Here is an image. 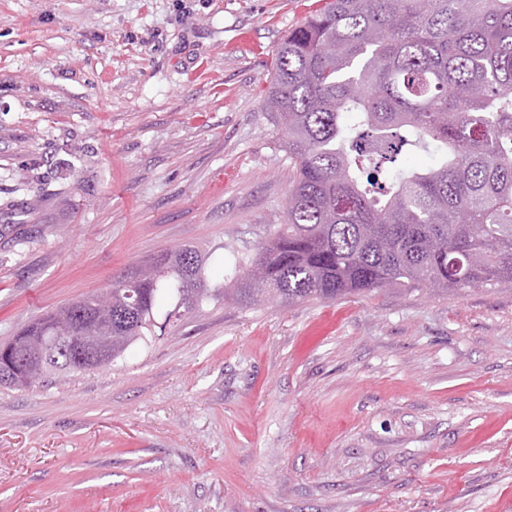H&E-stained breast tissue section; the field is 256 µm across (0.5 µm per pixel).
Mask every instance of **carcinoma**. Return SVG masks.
I'll list each match as a JSON object with an SVG mask.
<instances>
[{
    "label": "carcinoma",
    "mask_w": 512,
    "mask_h": 512,
    "mask_svg": "<svg viewBox=\"0 0 512 512\" xmlns=\"http://www.w3.org/2000/svg\"><path fill=\"white\" fill-rule=\"evenodd\" d=\"M265 108L287 140L286 223L210 285L213 254L163 250L0 345V384L97 362L64 330L109 337L112 364L211 303L284 305L359 291L512 282V0H325L279 46ZM427 153L428 168L406 158Z\"/></svg>",
    "instance_id": "obj_1"
}]
</instances>
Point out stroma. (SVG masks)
Here are the masks:
<instances>
[{
	"instance_id": "1",
	"label": "stroma",
	"mask_w": 512,
	"mask_h": 512,
	"mask_svg": "<svg viewBox=\"0 0 512 512\" xmlns=\"http://www.w3.org/2000/svg\"><path fill=\"white\" fill-rule=\"evenodd\" d=\"M316 0H0V342L164 249L254 252ZM0 512H512V283L205 307L0 385Z\"/></svg>"
}]
</instances>
